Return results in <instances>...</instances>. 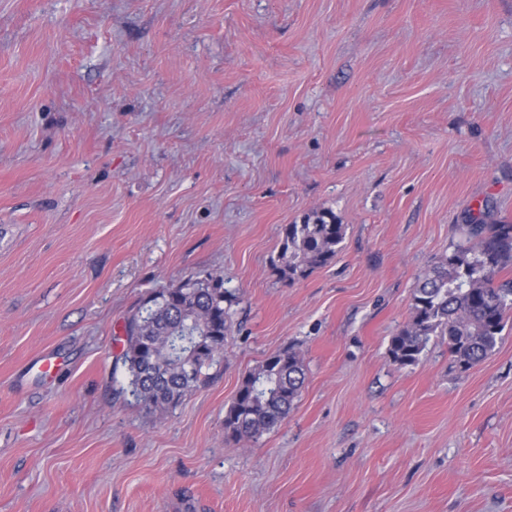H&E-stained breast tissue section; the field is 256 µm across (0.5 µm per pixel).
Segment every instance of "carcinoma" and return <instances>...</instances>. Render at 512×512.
Listing matches in <instances>:
<instances>
[{"mask_svg":"<svg viewBox=\"0 0 512 512\" xmlns=\"http://www.w3.org/2000/svg\"><path fill=\"white\" fill-rule=\"evenodd\" d=\"M346 225L330 210L314 211L282 228L278 270L292 281L331 263ZM465 243L440 259L419 281L411 318L391 337L388 353L401 367L420 361L433 336L448 337L459 369L467 371L496 348L512 324V224H466ZM206 287L191 276L174 288L150 292L127 320L120 360L130 393L147 409L177 404L206 384L224 358V336L234 295L224 276L208 273ZM305 380L303 359L288 347L247 372L224 416L235 439L255 441L292 409Z\"/></svg>","mask_w":512,"mask_h":512,"instance_id":"obj_1","label":"carcinoma"}]
</instances>
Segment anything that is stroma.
Listing matches in <instances>:
<instances>
[{
	"label": "stroma",
	"instance_id": "obj_1",
	"mask_svg": "<svg viewBox=\"0 0 512 512\" xmlns=\"http://www.w3.org/2000/svg\"><path fill=\"white\" fill-rule=\"evenodd\" d=\"M323 208L338 255L283 280ZM473 216L512 222V0H0V512H512V329L388 355ZM208 272L224 361L145 410L125 323ZM287 347L288 417L228 436ZM346 225L330 210L313 211L300 224L282 228L277 267L281 278L292 281L331 263L344 240ZM304 380L303 359L294 348L269 357L243 376L224 416L225 431L238 440L259 439L288 416Z\"/></svg>",
	"mask_w": 512,
	"mask_h": 512
}]
</instances>
